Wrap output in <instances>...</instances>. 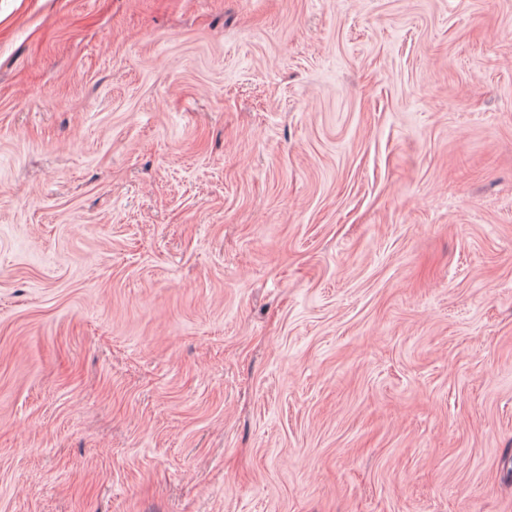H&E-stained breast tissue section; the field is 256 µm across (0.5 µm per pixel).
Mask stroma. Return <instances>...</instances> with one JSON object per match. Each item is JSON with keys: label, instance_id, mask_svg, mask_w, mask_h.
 Here are the masks:
<instances>
[{"label": "stroma", "instance_id": "obj_1", "mask_svg": "<svg viewBox=\"0 0 512 512\" xmlns=\"http://www.w3.org/2000/svg\"><path fill=\"white\" fill-rule=\"evenodd\" d=\"M0 512H512V0H0Z\"/></svg>", "mask_w": 512, "mask_h": 512}]
</instances>
